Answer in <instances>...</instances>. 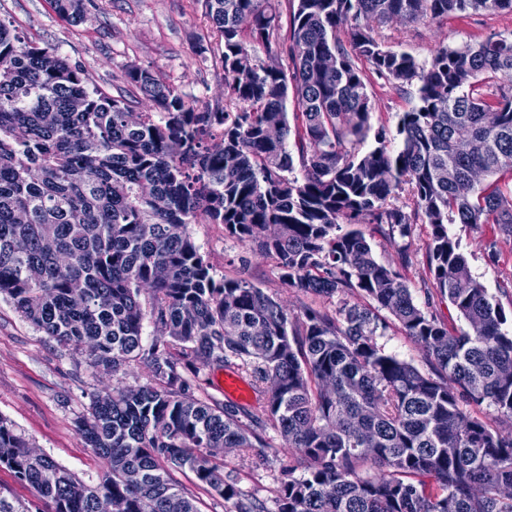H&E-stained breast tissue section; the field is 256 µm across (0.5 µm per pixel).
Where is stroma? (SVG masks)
Instances as JSON below:
<instances>
[{
  "mask_svg": "<svg viewBox=\"0 0 512 512\" xmlns=\"http://www.w3.org/2000/svg\"><path fill=\"white\" fill-rule=\"evenodd\" d=\"M84 6L86 19L78 24L60 16L52 0H0V16H8L25 41L58 48L93 83L127 99L134 111L152 109L153 104L126 82L124 73L133 65L150 70L186 101L202 105L223 100L224 70L213 54L216 35L201 0H84ZM377 33L388 49L424 62L442 48L480 41L493 33L511 35L512 14L477 12L427 25L395 18L379 26ZM366 84L372 130L386 129L388 147L400 149L397 123L416 105L415 96L401 94L371 73ZM188 231L218 273L250 280L274 295L288 313L306 305L328 307V300L284 285L274 259L225 237L222 225L192 224ZM448 231L459 240L472 275L503 305L512 304V295L498 291L502 280L512 278V242L501 243L498 258L492 260L478 243L495 238L496 225L452 224ZM428 242V226L413 225L406 240L409 265L404 274L420 303L427 297ZM377 342L387 353L429 371L424 350L394 321H387ZM171 348L170 337L145 321L137 357L112 376L92 366L86 348L50 339L0 295V417L10 421L30 447L53 458L84 484L97 485L102 464L78 434V419L88 414L93 393L118 383L129 387L149 383L152 353ZM263 437V452L231 456L228 469L242 492L262 500L267 512H277L281 474L286 468L300 467L301 459L285 446L276 429L266 428Z\"/></svg>",
  "mask_w": 512,
  "mask_h": 512,
  "instance_id": "obj_1",
  "label": "stroma"
}]
</instances>
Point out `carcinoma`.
Segmentation results:
<instances>
[{
  "mask_svg": "<svg viewBox=\"0 0 512 512\" xmlns=\"http://www.w3.org/2000/svg\"><path fill=\"white\" fill-rule=\"evenodd\" d=\"M53 2L82 21L83 0ZM286 3L284 36L281 0H203L224 101L195 107L133 66L126 81L158 108L134 123L124 99L0 17V295L50 338L94 345L105 372L136 357L147 318L178 349L152 353L151 383L93 395L77 429L103 463L94 487L31 456L0 417V467L48 512H97L102 495L114 512H170L173 498L200 512L173 478L185 469L224 512H266L213 449H261L268 425L303 464L298 476L283 470L278 512H512V434L467 410L487 403L512 420V328L448 232L496 224L512 239V39L490 35L421 63L375 31L393 18L512 13V0ZM359 60L417 96L397 152L383 129L362 151L371 104ZM77 98L81 112L70 108ZM404 189L408 213L391 201ZM418 222L431 228L423 306L354 228L394 243ZM190 224L224 226L275 259L284 284L340 306L291 315L250 281L216 277ZM433 297L466 328L449 326ZM383 311L430 372L377 344ZM185 364L197 379L214 366L249 373L261 409L187 394ZM369 462L382 473L363 475Z\"/></svg>",
  "mask_w": 512,
  "mask_h": 512,
  "instance_id": "obj_1",
  "label": "carcinoma"
}]
</instances>
